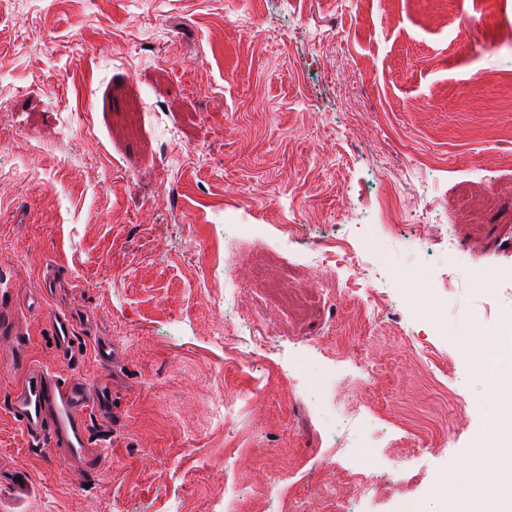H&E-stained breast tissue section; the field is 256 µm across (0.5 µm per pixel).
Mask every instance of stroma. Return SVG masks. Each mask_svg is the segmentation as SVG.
Here are the masks:
<instances>
[{
    "instance_id": "obj_1",
    "label": "stroma",
    "mask_w": 512,
    "mask_h": 512,
    "mask_svg": "<svg viewBox=\"0 0 512 512\" xmlns=\"http://www.w3.org/2000/svg\"><path fill=\"white\" fill-rule=\"evenodd\" d=\"M387 178L403 218L369 241ZM229 224L265 227L239 244L235 283L270 329L232 367ZM284 224L304 231L267 250ZM343 236L377 271L384 311L318 287L303 256ZM481 264L512 267V0H0V283L42 366L96 381L100 342L123 356L111 419L89 418L97 474L29 443L6 407L16 377L0 373L5 512H224L236 433L241 483L288 469L289 498L330 512L332 443L309 387L362 405L377 433L366 471L382 494L361 512H444L436 485L497 408L454 352L512 316V279L477 281ZM60 310L75 318L69 355L50 330ZM296 349L310 370L267 383ZM428 355L452 358L453 376L426 372ZM331 359L348 379L337 389L315 372ZM438 430L445 449L423 447Z\"/></svg>"
}]
</instances>
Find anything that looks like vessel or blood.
Segmentation results:
<instances>
[{
	"instance_id": "vessel-or-blood-1",
	"label": "vessel or blood",
	"mask_w": 512,
	"mask_h": 512,
	"mask_svg": "<svg viewBox=\"0 0 512 512\" xmlns=\"http://www.w3.org/2000/svg\"><path fill=\"white\" fill-rule=\"evenodd\" d=\"M58 345L70 349L73 320L64 311L51 318ZM0 335L14 340L9 361L20 379L12 388L7 411L20 425L32 446L54 450L61 462L81 465L86 472L100 470L104 459L95 451L88 433L90 413L111 418L112 408L102 383L49 371L28 354L18 320L0 314Z\"/></svg>"
}]
</instances>
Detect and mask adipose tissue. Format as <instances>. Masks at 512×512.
<instances>
[{
	"label": "adipose tissue",
	"instance_id": "obj_1",
	"mask_svg": "<svg viewBox=\"0 0 512 512\" xmlns=\"http://www.w3.org/2000/svg\"><path fill=\"white\" fill-rule=\"evenodd\" d=\"M479 341L481 348L472 359L492 384L499 408L490 434L492 444L473 448L464 470L470 473V481H462V472H451L436 491L444 495L447 512H461L465 505L470 512H487L491 504L512 512V495L501 494L483 481L489 471L504 477L512 474V370L504 367L512 359V318L499 330L481 335Z\"/></svg>",
	"mask_w": 512,
	"mask_h": 512
}]
</instances>
